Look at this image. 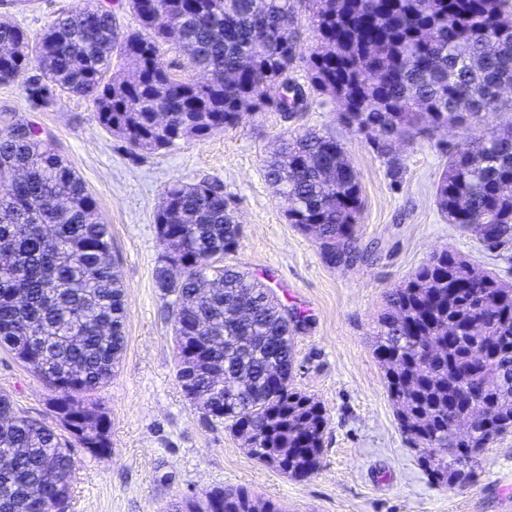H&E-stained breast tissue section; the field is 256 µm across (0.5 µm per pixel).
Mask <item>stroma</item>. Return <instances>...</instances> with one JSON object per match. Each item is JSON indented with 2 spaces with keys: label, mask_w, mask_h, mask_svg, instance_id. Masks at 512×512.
<instances>
[{
  "label": "stroma",
  "mask_w": 512,
  "mask_h": 512,
  "mask_svg": "<svg viewBox=\"0 0 512 512\" xmlns=\"http://www.w3.org/2000/svg\"><path fill=\"white\" fill-rule=\"evenodd\" d=\"M76 0H28L0 6V22L40 35ZM24 80L0 84V112L48 131L67 164L98 202L112 231L111 257L126 285L125 348L95 399L110 421L111 455L75 448L69 512H167L216 487L244 485L279 501L285 512H512V433L481 457L474 485L431 484L398 429L385 370L374 355L377 320L388 289L442 249L512 284V250L489 251L435 203V185L451 150L485 134L481 124L449 126L432 137L393 143L403 162L391 183L383 157L339 120L338 102H313L299 118L275 107L244 115L202 141L157 154H135L102 127L92 102L62 95L36 106ZM336 135L362 190L357 246L361 259L331 264L289 224L265 162L286 131ZM215 180L236 211L243 237L227 263L258 275L303 319L294 336V385L328 413L317 473L295 479L259 463L226 425L203 420L176 380L167 296L154 269L164 252L155 216L165 184ZM0 392L22 413L45 418L49 391L0 349Z\"/></svg>",
  "instance_id": "obj_1"
}]
</instances>
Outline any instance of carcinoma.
<instances>
[{
    "instance_id": "carcinoma-1",
    "label": "carcinoma",
    "mask_w": 512,
    "mask_h": 512,
    "mask_svg": "<svg viewBox=\"0 0 512 512\" xmlns=\"http://www.w3.org/2000/svg\"><path fill=\"white\" fill-rule=\"evenodd\" d=\"M127 0L137 27L119 34L104 0H78L37 39L0 24V82L35 67L25 85L37 105L68 94L90 99L98 122L133 153L154 154L236 125L266 105L305 112L311 97L344 105L343 124L377 142L387 173L402 162L386 139L430 137L454 124L487 122L512 86V0ZM304 12L318 40L307 83L290 77ZM131 64L134 92L108 77L112 53ZM181 53L216 76L198 82L166 60ZM172 112L171 131L154 114ZM266 176L288 223L333 264L360 258L361 187L343 147L309 130L283 135ZM0 347L52 393L49 411L70 435L16 410L0 394V512H67L72 447L111 453L109 421L84 398L104 387L125 344V284L109 259L111 228L97 200L32 121L0 120ZM512 126L448 153L435 191L448 223L489 250L512 248ZM156 217L170 251L155 269L171 297L176 378L187 397H207L204 419L258 432L260 463L296 479L321 464L326 409L292 385L300 319L253 274L224 264L240 247L235 210L217 183H168ZM181 267V279L167 265ZM206 291H198V281ZM374 352L397 357L386 373L400 430L438 487L476 482L485 448L512 430V287L445 249L387 292ZM250 313L247 320L242 312ZM459 334H448V327ZM478 412L469 439L455 420ZM187 512H284L244 486L185 502Z\"/></svg>"
}]
</instances>
